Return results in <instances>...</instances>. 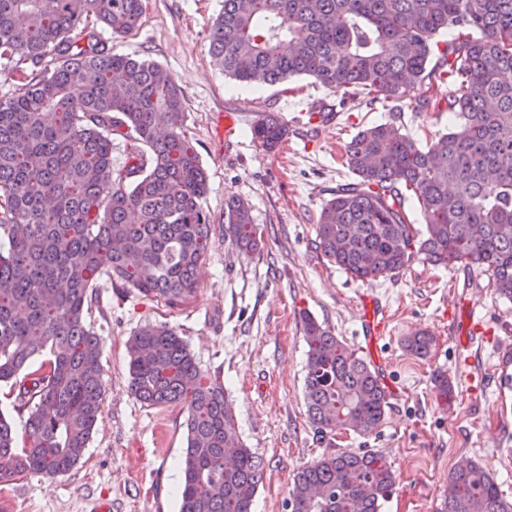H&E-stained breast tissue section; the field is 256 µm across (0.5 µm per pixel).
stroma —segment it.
Listing matches in <instances>:
<instances>
[{"instance_id":"obj_1","label":"stroma","mask_w":512,"mask_h":512,"mask_svg":"<svg viewBox=\"0 0 512 512\" xmlns=\"http://www.w3.org/2000/svg\"><path fill=\"white\" fill-rule=\"evenodd\" d=\"M224 0H143L139 24L121 38L96 28L108 52L141 57L178 82L184 124L208 176L203 206L213 224L200 290L171 308L100 282L86 323L101 338V415L81 460L66 474H23L0 483V512H90L110 499L112 512H179L180 462L187 447L182 406L148 407L129 388L127 340L140 328L169 324L189 345L203 374L223 382L237 430L263 464L252 512H286L294 477L319 458L375 451L391 463L395 484L381 512H441L444 478L469 458L512 500V392L501 395L499 348L512 343V300L488 286L485 272L437 267L416 257L399 275L368 284L329 263L316 247L321 209L338 186L354 182L345 147L360 130L395 118L420 143L447 132L448 113L418 107L427 86L400 102L343 98L313 78L261 87L225 77L210 54L213 20ZM332 105L324 120L318 103ZM278 113L286 138L267 150L251 126ZM236 117L224 131L225 114ZM247 201L262 236L259 252L238 254L225 241L224 203ZM381 298L391 315L378 349L358 337L362 295ZM480 316L483 342L473 366L456 350L451 325L464 306ZM310 314L367 361L381 358L388 408L372 433L341 431L317 439L304 398ZM425 331L435 343L419 356L407 337ZM478 390L458 383L461 370ZM454 382L444 402L436 376Z\"/></svg>"}]
</instances>
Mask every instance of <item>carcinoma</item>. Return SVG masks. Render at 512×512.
Masks as SVG:
<instances>
[{"label": "carcinoma", "instance_id": "1", "mask_svg": "<svg viewBox=\"0 0 512 512\" xmlns=\"http://www.w3.org/2000/svg\"><path fill=\"white\" fill-rule=\"evenodd\" d=\"M142 12L143 0H0V62H52L0 100V386L34 403L21 447L0 416V482L63 475L83 457L102 403L101 341L85 311L102 279L172 308L198 292L212 224L181 89L153 62L106 52L88 30L96 21L119 38ZM210 37L215 62L239 83L306 75L344 96L400 101L426 81L452 82L453 125L433 143L421 146L394 118L351 139L357 179L325 203L316 246L361 282L423 255L480 268L512 299V0H224ZM286 135L275 112L253 128L268 150ZM117 137L131 160L122 168L112 165ZM406 190L424 216L421 237ZM224 238L260 250L246 201L225 204ZM303 323L314 434L373 432L388 407L378 372L311 315ZM432 344L424 333L406 341L423 356ZM127 350L135 398L187 411L180 512H251L262 464L237 432L224 384L202 375L165 324L140 329ZM394 482L377 452L324 456L297 473L287 510L381 512ZM444 512H512V503L464 460L448 475Z\"/></svg>", "mask_w": 512, "mask_h": 512}]
</instances>
